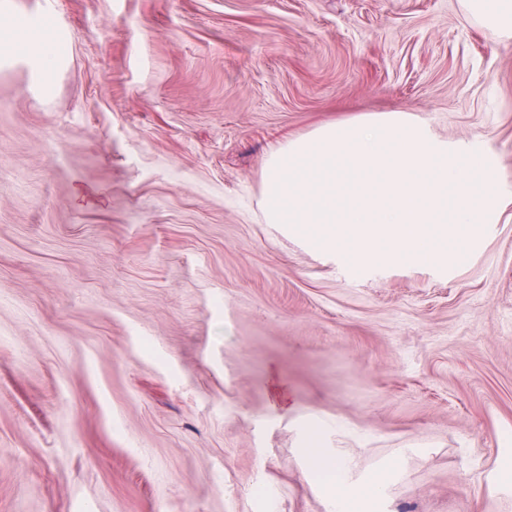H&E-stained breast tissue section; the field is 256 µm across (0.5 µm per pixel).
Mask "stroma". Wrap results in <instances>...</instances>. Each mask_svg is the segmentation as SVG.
I'll return each mask as SVG.
<instances>
[{
  "label": "stroma",
  "mask_w": 512,
  "mask_h": 512,
  "mask_svg": "<svg viewBox=\"0 0 512 512\" xmlns=\"http://www.w3.org/2000/svg\"><path fill=\"white\" fill-rule=\"evenodd\" d=\"M60 24L0 68V512H377L475 494L512 435V215L448 273L354 278L261 212L269 148L362 114L495 153L512 40L459 0H0ZM306 455L312 467L318 472L336 471V481L328 487V493L336 503V512H371L385 494L394 467L374 472L358 482H348L343 478L344 463L339 458L327 456L319 448V439L312 434L308 439Z\"/></svg>",
  "instance_id": "stroma-1"
}]
</instances>
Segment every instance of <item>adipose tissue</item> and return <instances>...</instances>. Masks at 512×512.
<instances>
[{
	"instance_id": "obj_1",
	"label": "adipose tissue",
	"mask_w": 512,
	"mask_h": 512,
	"mask_svg": "<svg viewBox=\"0 0 512 512\" xmlns=\"http://www.w3.org/2000/svg\"><path fill=\"white\" fill-rule=\"evenodd\" d=\"M464 11L496 37L512 38V0H461ZM22 58L37 74L45 78L59 65L54 39L45 26L33 24L27 17L8 12L0 14V61ZM306 455L319 472L333 471L337 479L328 487L336 503V512H370L386 491L390 470L374 472L358 482L342 476L341 459L327 456L317 436H310Z\"/></svg>"
}]
</instances>
